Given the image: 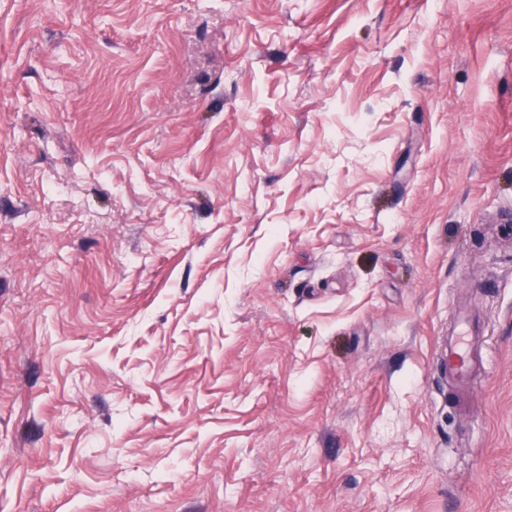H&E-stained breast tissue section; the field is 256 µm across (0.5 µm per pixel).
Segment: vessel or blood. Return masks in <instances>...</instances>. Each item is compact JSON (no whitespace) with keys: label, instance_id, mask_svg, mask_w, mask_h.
Wrapping results in <instances>:
<instances>
[{"label":"vessel or blood","instance_id":"vessel-or-blood-1","mask_svg":"<svg viewBox=\"0 0 512 512\" xmlns=\"http://www.w3.org/2000/svg\"><path fill=\"white\" fill-rule=\"evenodd\" d=\"M484 343L485 332L481 321L469 312L461 314L444 343L442 367L460 408L464 410L470 406L473 382L484 369L481 355Z\"/></svg>","mask_w":512,"mask_h":512}]
</instances>
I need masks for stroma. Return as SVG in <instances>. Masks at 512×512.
Listing matches in <instances>:
<instances>
[{
	"mask_svg": "<svg viewBox=\"0 0 512 512\" xmlns=\"http://www.w3.org/2000/svg\"><path fill=\"white\" fill-rule=\"evenodd\" d=\"M0 512H512V0H0ZM485 332L479 317L464 312L454 324L444 343L441 363L448 384L456 394L458 405L464 411L470 407L473 382L484 370L481 350Z\"/></svg>",
	"mask_w": 512,
	"mask_h": 512,
	"instance_id": "obj_1",
	"label": "stroma"
}]
</instances>
